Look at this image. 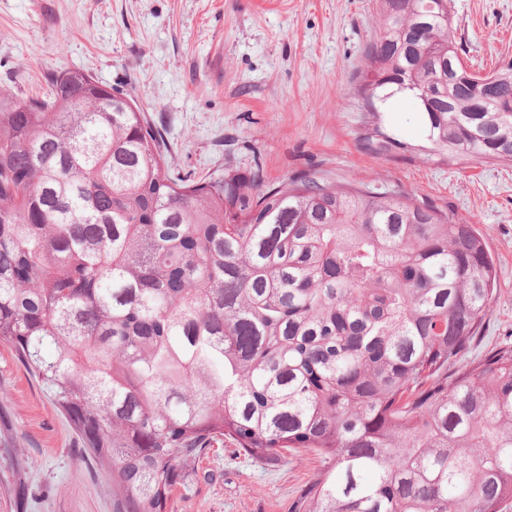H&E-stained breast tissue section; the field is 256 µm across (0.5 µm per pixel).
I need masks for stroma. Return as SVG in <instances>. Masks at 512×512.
Returning <instances> with one entry per match:
<instances>
[{"label": "stroma", "mask_w": 512, "mask_h": 512, "mask_svg": "<svg viewBox=\"0 0 512 512\" xmlns=\"http://www.w3.org/2000/svg\"><path fill=\"white\" fill-rule=\"evenodd\" d=\"M474 68L512 60V0H451ZM379 30L378 0H0V86L43 96L60 72L130 94L161 129L171 172L266 181L313 173L402 190L475 225L498 288L462 363L512 346V165L360 141L353 95ZM385 126L418 144L412 100L380 103ZM327 461L299 450L258 460L232 440L182 461L173 512H293ZM0 512H123L50 390L0 342Z\"/></svg>", "instance_id": "35a3bbf8"}]
</instances>
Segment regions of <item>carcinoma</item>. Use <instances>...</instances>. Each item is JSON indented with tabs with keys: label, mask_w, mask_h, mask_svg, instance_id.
<instances>
[{
	"label": "carcinoma",
	"mask_w": 512,
	"mask_h": 512,
	"mask_svg": "<svg viewBox=\"0 0 512 512\" xmlns=\"http://www.w3.org/2000/svg\"><path fill=\"white\" fill-rule=\"evenodd\" d=\"M357 94L407 93L430 151L512 163V61L484 84L450 0H379ZM497 271L412 195L314 174L168 172L134 100L61 73L0 87V341L53 393L125 512H170L179 462L229 437L329 467L302 512H499L512 499V347L458 365Z\"/></svg>",
	"instance_id": "carcinoma-1"
}]
</instances>
